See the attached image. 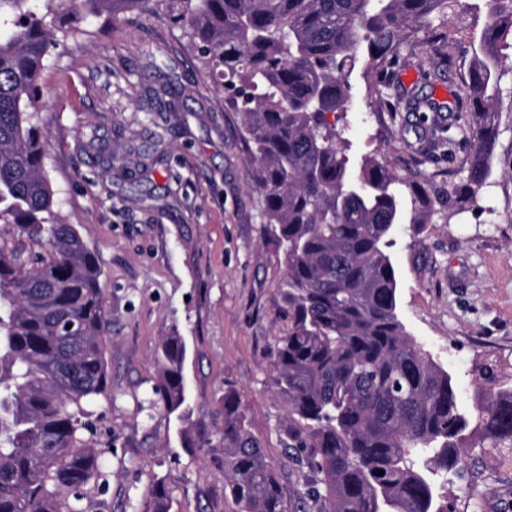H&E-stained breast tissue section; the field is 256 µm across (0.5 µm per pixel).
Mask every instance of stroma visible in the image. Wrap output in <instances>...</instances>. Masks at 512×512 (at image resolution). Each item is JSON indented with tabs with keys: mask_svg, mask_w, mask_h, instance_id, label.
Returning <instances> with one entry per match:
<instances>
[{
	"mask_svg": "<svg viewBox=\"0 0 512 512\" xmlns=\"http://www.w3.org/2000/svg\"><path fill=\"white\" fill-rule=\"evenodd\" d=\"M43 72L51 94L47 169L61 214L96 251L105 294L108 390L94 406L103 479L85 488L88 512H148L154 481L170 512H225L220 448L225 384L243 394L291 512H319L305 495L308 472L285 451L288 405L274 383L271 349L286 326L278 295L284 256L265 232L240 116L210 77L182 27L147 12L76 23ZM404 92L442 102L462 97L458 68L425 81L423 55ZM357 63L350 108L337 127L351 170L386 158L406 178L404 201L462 179L431 131L401 130L371 101ZM500 110L493 172L476 204L428 223L397 225L389 249L406 332L448 371L472 409L483 371L491 388L512 385V71L496 88ZM179 333L195 432L188 448L153 391L156 350ZM455 512H512V450L470 449L448 477Z\"/></svg>",
	"mask_w": 512,
	"mask_h": 512,
	"instance_id": "1",
	"label": "stroma"
}]
</instances>
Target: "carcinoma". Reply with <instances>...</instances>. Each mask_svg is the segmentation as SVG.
Wrapping results in <instances>:
<instances>
[{"label":"carcinoma","mask_w":512,"mask_h":512,"mask_svg":"<svg viewBox=\"0 0 512 512\" xmlns=\"http://www.w3.org/2000/svg\"><path fill=\"white\" fill-rule=\"evenodd\" d=\"M486 29L472 50L466 104L406 103L370 90L391 113L447 111L435 124L448 151L469 146L466 179L444 205L463 209L491 176L500 112L496 84L512 70V0H483ZM461 0H0V512H86L84 488L102 475L93 407L107 391L105 305L98 257L61 221L46 169V62L68 19L139 10L197 39L217 86L239 112L266 234L285 258L279 295L286 329L272 349L288 402L286 447L312 474L320 512H451L439 492L469 448L512 449V386L461 409L452 377L405 332L387 254L404 220L375 160L351 172L330 116L347 111L350 76L365 54L389 70L403 50L450 65L462 40L447 28L409 29ZM182 336L164 337L155 391L192 446ZM224 499L229 512H288L243 395L224 389ZM384 474H379V471ZM67 497H59V490ZM150 512H170L165 486Z\"/></svg>","instance_id":"carcinoma-1"}]
</instances>
